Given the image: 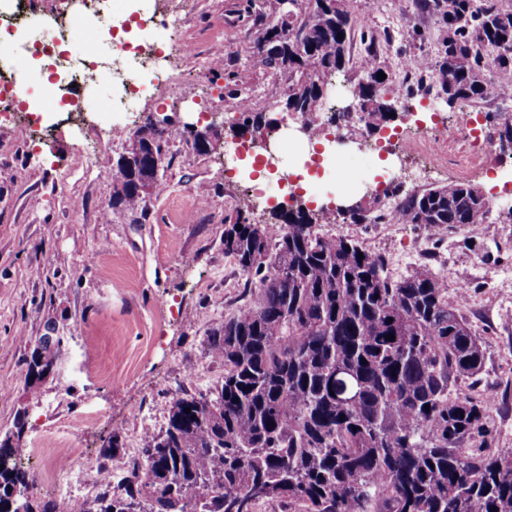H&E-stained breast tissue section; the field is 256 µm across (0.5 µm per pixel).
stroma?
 Instances as JSON below:
<instances>
[{"instance_id":"obj_1","label":"stroma","mask_w":512,"mask_h":512,"mask_svg":"<svg viewBox=\"0 0 512 512\" xmlns=\"http://www.w3.org/2000/svg\"><path fill=\"white\" fill-rule=\"evenodd\" d=\"M190 24L173 37L194 55L171 53V68L185 75L169 92L141 93L137 111L112 117L104 103L109 83H96L81 102L82 126L32 124L28 139L12 124H0V381L12 392L0 397V438L18 415L26 425L18 440L24 471L39 476L45 462L32 448L62 456L78 441L103 466L118 468L131 449L164 431L174 396L206 393L220 385L224 370L213 364L207 337L243 303L246 272L224 254V224L252 203L244 178L224 170V144L233 141L241 114L226 112L228 87L244 75L252 109L282 118L283 107L268 95L273 80L253 48L252 14L268 12V0H192ZM368 30L387 35L381 45L386 70H398L420 53L439 58L443 33L416 12L411 0H346ZM387 126L396 136L425 126L443 132L470 125L495 136L496 111L451 113L438 95L392 101ZM170 119L178 135L169 141L159 170L160 190L141 209L113 204L116 163L131 144L128 129L146 117ZM219 139L206 154L193 147V131ZM108 141L106 154L80 164L82 132ZM431 185L468 182L479 186L489 220L474 231L457 224L439 229L405 224L317 225L321 234L358 241L381 254L394 279L419 263L447 270L448 280L469 291L461 310L486 352L476 396L499 399L493 450L512 449V169L489 184V168L475 165L451 141L435 153ZM54 320L63 336L52 371L28 381L25 361ZM118 446L101 451L109 438Z\"/></svg>"}]
</instances>
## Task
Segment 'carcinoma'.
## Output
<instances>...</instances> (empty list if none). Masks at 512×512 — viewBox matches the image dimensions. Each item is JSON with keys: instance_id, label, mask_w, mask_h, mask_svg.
<instances>
[{"instance_id": "1", "label": "carcinoma", "mask_w": 512, "mask_h": 512, "mask_svg": "<svg viewBox=\"0 0 512 512\" xmlns=\"http://www.w3.org/2000/svg\"><path fill=\"white\" fill-rule=\"evenodd\" d=\"M271 2V17L252 23L260 61L278 75L271 96L315 119L326 77L343 69L358 34L366 81L352 101L367 110L366 130L385 122L392 78L378 79L379 41L344 0H288L286 12ZM416 2L458 53L417 56L407 95L436 87L450 106L512 101V81L495 78L512 73V10L500 0ZM132 137L112 199L136 210L157 187L166 140L147 125ZM488 214L479 188L455 182L405 194L390 217L371 207L343 218L476 228ZM327 220L299 207L259 224L239 210L224 225V254L251 285L208 336L224 380L174 398L164 433L144 440L124 477L125 496L104 495L85 512H255L266 501L285 512H512V451H490V407L460 389L481 380L486 360L460 297L427 263L391 279L382 255L314 231ZM62 341L39 338L50 368ZM13 437L0 439V512H33Z\"/></svg>"}]
</instances>
